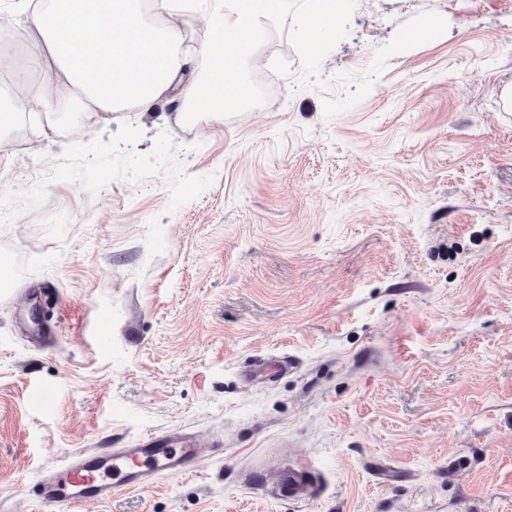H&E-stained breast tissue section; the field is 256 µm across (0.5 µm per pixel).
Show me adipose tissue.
<instances>
[{
	"label": "adipose tissue",
	"instance_id": "1",
	"mask_svg": "<svg viewBox=\"0 0 512 512\" xmlns=\"http://www.w3.org/2000/svg\"><path fill=\"white\" fill-rule=\"evenodd\" d=\"M33 19L24 68L40 83L0 87V129L49 109L46 88L70 92L85 123L134 104L150 112L169 96L221 113L239 100L238 72L259 58L284 0H15ZM206 20L199 61L184 54L186 19Z\"/></svg>",
	"mask_w": 512,
	"mask_h": 512
}]
</instances>
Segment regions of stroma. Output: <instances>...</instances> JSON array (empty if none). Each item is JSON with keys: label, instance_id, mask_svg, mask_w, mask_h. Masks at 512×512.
I'll return each instance as SVG.
<instances>
[{"label": "stroma", "instance_id": "obj_1", "mask_svg": "<svg viewBox=\"0 0 512 512\" xmlns=\"http://www.w3.org/2000/svg\"><path fill=\"white\" fill-rule=\"evenodd\" d=\"M299 10L222 115L0 131V512L149 430L212 457L79 512H512V0H347L318 55ZM27 321L33 331V336H29L38 343H44L50 340L51 336H47L49 332L48 326L43 322L38 298L31 293L29 298V307L25 311ZM292 363L286 358L268 360L260 364L249 376L251 381H266L271 378L287 375L292 369ZM313 474L314 468L308 460H298L284 472L276 486V494L293 500L307 498L315 488Z\"/></svg>", "mask_w": 512, "mask_h": 512}]
</instances>
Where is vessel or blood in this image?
<instances>
[{
    "label": "vessel or blood",
    "instance_id": "1",
    "mask_svg": "<svg viewBox=\"0 0 512 512\" xmlns=\"http://www.w3.org/2000/svg\"><path fill=\"white\" fill-rule=\"evenodd\" d=\"M26 316L34 341L47 342L49 328L42 320L37 297H30ZM291 368L288 359H271L260 364L250 378L266 381L287 375ZM209 456V449L186 433H151L127 448H90L44 476L42 501L48 512H75L83 502L109 500L119 489L138 490L153 485L162 475L178 478L193 473ZM313 474L308 460L297 461L284 472L277 495L307 498L315 488Z\"/></svg>",
    "mask_w": 512,
    "mask_h": 512
}]
</instances>
